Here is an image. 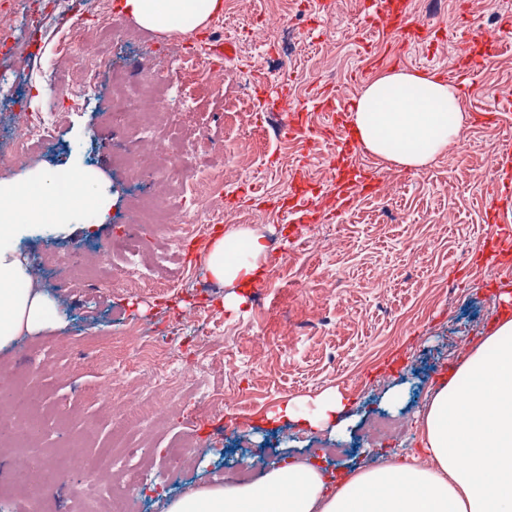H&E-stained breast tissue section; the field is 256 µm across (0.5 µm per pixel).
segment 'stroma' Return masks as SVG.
Wrapping results in <instances>:
<instances>
[{"label": "stroma", "mask_w": 512, "mask_h": 512, "mask_svg": "<svg viewBox=\"0 0 512 512\" xmlns=\"http://www.w3.org/2000/svg\"><path fill=\"white\" fill-rule=\"evenodd\" d=\"M218 30L231 43L224 66L230 73L229 93L242 108L235 122L224 115L223 92L207 90L202 66L189 69L184 88L193 102L183 109L182 122L203 129L214 141L225 142L222 206L224 228L240 227V214L256 213L253 230L265 237L267 250L255 294L238 309L224 306L227 288L205 272L204 258L213 237L203 233L194 263H182L170 273L167 287H134L113 282L96 257L128 232L132 211L131 176L111 141L112 71L103 69L94 94L76 108L63 110L56 143L25 162L0 160V181L33 186L41 171L59 173L91 167L84 181L83 206L69 215L74 229L57 232L53 225L25 227L16 246L30 259L45 251L55 255L57 268L68 267L76 248L88 263L74 271V285L59 287L54 270L40 273L44 287L59 301L64 331H47L21 339L0 350V376L24 377L29 358L50 357L53 371L35 386L42 403L35 417L45 423V447L73 457L74 466L57 484L28 485L29 496L48 499L55 512H72L74 501L93 482L82 459L97 455L113 430L135 423L156 458L133 496L139 512H164L166 502L182 491L223 482L229 467L250 468L261 476L284 455L318 456L329 469L343 472L363 461L413 459L422 463L417 413L432 384L459 363L471 342L492 329L498 298L488 288L500 273L493 268L470 269L489 225L484 201L498 174L487 162L494 146L512 145V116L502 123L482 125L476 111L512 100V51L493 58L471 75L459 101L468 148L456 147L420 168L399 165L368 151L361 164L374 167L388 181L386 193L362 196L342 217L310 224L307 241L297 250L289 225L272 208L284 196L293 174L326 184V172L336 156L335 137L306 140L277 129V101L258 97L256 73L271 83L288 85L293 102L314 93L335 92L338 104L354 103L387 64L377 55L390 41L365 27V0H250L235 8L223 0ZM414 20L444 29V37L406 50L400 69L435 73L458 82L465 54L476 53L475 29H497L512 16V0L495 6L482 0H410ZM284 18L282 32L267 37L273 16ZM127 47L114 51L113 65L131 71L148 59L161 58L184 46L179 33L161 35L121 16ZM44 44L39 58L29 60L14 75L20 88L30 90L31 111L51 109L52 92L44 75L55 63L63 40L57 22L44 20ZM110 201L100 213L97 200ZM385 273L388 285L371 287L373 276ZM209 297L189 318L185 331L198 334L202 369L195 380H177L167 413L158 419L133 421L128 398L141 392L140 380L128 375L119 396L97 389L104 372L95 356L120 343L133 354L140 340L136 328L166 335L179 309L197 290ZM335 388L347 399L354 417L347 433L309 432L296 427L269 428L265 415L278 405L309 398ZM210 395H231L216 435L194 451L169 458L173 441L193 433L200 419L193 389ZM402 418L406 429L396 440L372 444L366 429L382 415Z\"/></svg>", "instance_id": "1"}]
</instances>
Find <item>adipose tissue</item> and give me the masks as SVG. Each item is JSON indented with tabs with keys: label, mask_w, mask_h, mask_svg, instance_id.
<instances>
[{
	"label": "adipose tissue",
	"mask_w": 512,
	"mask_h": 512,
	"mask_svg": "<svg viewBox=\"0 0 512 512\" xmlns=\"http://www.w3.org/2000/svg\"><path fill=\"white\" fill-rule=\"evenodd\" d=\"M142 28L189 34L222 10V0H122ZM457 85L434 74L403 70L378 76L349 113L365 150L388 161L421 167L458 143L462 115ZM39 192L0 183V350L46 330L61 329L56 302L14 246L13 219L24 211L31 224L64 221L81 206L79 180L59 187L39 173ZM266 253L262 235L232 229L213 240L205 258L209 277L230 287L229 307L243 298L238 287L257 279ZM314 409L284 403L266 414L273 427L310 432L344 429L347 403L333 388L318 394ZM428 464L374 461L334 474L316 460L288 457L246 484L202 485L171 499L166 512H512V316L498 319L473 343L454 375L433 384L420 413Z\"/></svg>",
	"instance_id": "adipose-tissue-1"
}]
</instances>
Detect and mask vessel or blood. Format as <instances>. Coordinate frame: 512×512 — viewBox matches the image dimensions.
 Returning <instances> with one entry per match:
<instances>
[{"label": "vessel or blood", "mask_w": 512, "mask_h": 512, "mask_svg": "<svg viewBox=\"0 0 512 512\" xmlns=\"http://www.w3.org/2000/svg\"><path fill=\"white\" fill-rule=\"evenodd\" d=\"M367 21L369 25L389 35L399 45L407 47L412 43H427L437 36L436 27L413 20L408 0H368ZM484 51L481 56L463 60L462 73L481 69L487 58L502 51H511L512 42L503 39L500 34L481 32ZM320 111L327 118L325 127H312V111ZM289 122L285 128L296 135H322L323 131H336L345 123V113L336 106L330 93H322L313 100L312 108H293L289 111ZM331 184L334 189L333 212L340 213L349 208L362 194L378 189L383 184L379 172L372 168L359 166L357 153L352 144H344L331 167ZM319 193L317 186L309 181L296 179L280 207L285 216L294 220L296 229L317 222L321 211L315 201ZM486 212L490 229L475 263L492 266L503 271L512 270V180L503 178L491 190Z\"/></svg>", "instance_id": "1"}]
</instances>
